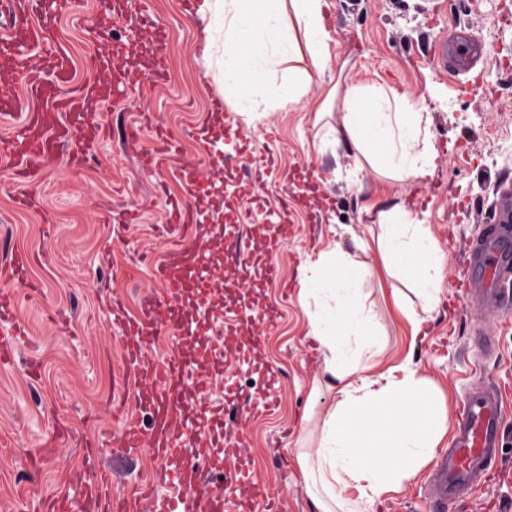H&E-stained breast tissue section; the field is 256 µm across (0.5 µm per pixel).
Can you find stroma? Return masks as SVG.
Wrapping results in <instances>:
<instances>
[{
	"label": "stroma",
	"instance_id": "stroma-1",
	"mask_svg": "<svg viewBox=\"0 0 512 512\" xmlns=\"http://www.w3.org/2000/svg\"><path fill=\"white\" fill-rule=\"evenodd\" d=\"M327 3L332 58L314 78L309 95L241 124L248 156L272 158L278 166L264 181L250 184L238 182L234 165L213 168L207 161L225 150L226 140L223 117L209 109L210 99L224 93L210 77L224 54V34L215 32L213 44H205L206 8L189 16L181 0H150L154 17L164 23L160 41L149 32L135 39L124 29H113L94 0H75L72 14L60 21L58 30L76 57L111 54L113 70L126 75V87L118 100L90 105L91 120L101 132L87 164L46 162L42 182L32 187L0 170V256L18 247L39 252L29 275L43 285L41 293L22 299L17 309L31 343L21 345L13 364L0 365V512H44L50 497L79 496L81 486L103 473L118 492L157 467L146 448L119 468L109 453L87 462L85 448L93 439L119 436L145 396L124 381L133 367L124 359L122 323L114 319L112 304L121 301L132 316L142 303L162 295L148 260L161 256L172 239L166 230L171 197L185 198L205 215L194 236L221 240L210 257L220 274L214 291L218 307L277 313L272 326L249 325L227 343L217 366L206 340L216 336L223 320L198 309L194 296L181 293L170 300L183 321L180 334L160 340L151 351L156 361L189 358L195 376L208 384L209 400L217 404L229 385L262 396L267 386L260 366L277 373L279 407L247 422L252 463L224 479L226 498L237 497L247 483L262 481L284 512H312L296 455L306 445V434H319L321 415L336 394L323 392L314 404L308 400L314 379L323 375V353L307 336L309 313L299 301L298 284L302 267L332 245L365 270L363 300L386 333L383 362L397 365L413 358L451 413L472 382L496 387L507 407L504 446L512 457V321L474 316L459 302L456 288L466 241L479 225L491 222L497 186L512 184V76L488 63L478 66L477 75L495 88V95L463 94L458 86L467 75H450L431 58L442 39L462 28L489 53L512 52V24L498 20L501 5L512 7V0H438L441 22L436 27L427 19L423 0ZM158 53L166 57L170 74L154 85L149 75ZM350 84L393 89L429 112L436 157L428 174L394 181L368 166L355 173L332 148L318 149L328 128L316 123L313 101L333 86ZM143 111L153 113L160 126L212 129L207 144L184 138L167 167L199 168L211 177L214 197L186 196L181 182L142 168L143 151L155 146L157 138L147 130L134 141L127 129ZM314 180L321 181L322 194L292 209L293 232L276 251L268 249L264 225L244 224L230 235L212 221L216 215L236 218L257 201L277 214L286 191L306 195ZM26 192L39 196L40 209L16 207V197ZM396 204L429 225L445 260L439 307L415 338L398 315L391 291L399 289L411 303L416 296L408 282L387 270L377 248L379 214ZM241 244L269 256L281 280L290 282L289 291L258 276L251 287H239L234 267ZM479 331L496 339V358L468 351ZM33 360L42 365L36 382L25 371ZM307 413L312 419L305 426L301 420ZM429 475L425 469L406 482L380 512H428ZM448 512H512V479L491 478L477 500L451 501Z\"/></svg>",
	"mask_w": 512,
	"mask_h": 512
}]
</instances>
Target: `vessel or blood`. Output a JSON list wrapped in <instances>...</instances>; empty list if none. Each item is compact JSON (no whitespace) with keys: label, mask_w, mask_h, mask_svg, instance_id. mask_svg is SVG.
Instances as JSON below:
<instances>
[{"label":"vessel or blood","mask_w":512,"mask_h":512,"mask_svg":"<svg viewBox=\"0 0 512 512\" xmlns=\"http://www.w3.org/2000/svg\"><path fill=\"white\" fill-rule=\"evenodd\" d=\"M128 7L113 12L111 0H99L103 14H116L126 26H133L147 0H127ZM71 9V0H0V60L9 65L0 78V122L8 124L9 135L0 141V168L23 183L40 179L42 160L64 157L72 164L86 161L88 139H73L70 125L87 122L90 102L112 97L113 89L100 80H77V64L66 44L55 37V22ZM475 46L464 32H456L453 43L442 45L438 56L467 61ZM190 195L207 193L209 177L192 167L177 172ZM194 213L182 203H172L169 231L178 235L163 257L153 261L152 272L166 291L127 318L124 342L129 362L134 363V382L148 388L145 399L152 411V422L142 426L128 420L114 445L135 449L149 447L161 463L156 472L158 484L174 488L175 496L159 503L157 512H226L222 493L203 489L205 475H217L231 467L245 466L250 440L238 429L233 446L215 452L218 436L227 422L249 420L250 400L226 398L221 409L209 408L203 395L205 381H193L186 358L144 363L146 352L159 336L167 334L174 317L165 297L181 290L194 291L200 305H207L215 282L208 272L205 254L208 243L188 242L184 234ZM34 255L27 249H14L0 261V364L13 362L19 342L26 334L14 316L16 297L6 288L16 281L28 293L40 292V283L28 276ZM512 281V188L504 189L497 201L494 223L484 225L470 241L460 286L464 304L479 302L482 311L507 320L512 318V303L502 290ZM504 407L500 394L491 388H474L461 400L452 445L431 475V512H442L449 499L466 493L478 496L480 478L488 463L501 456ZM193 444L206 457L205 465L186 462L184 447ZM84 501L111 504L116 512H132L131 500L114 496L108 481L83 488Z\"/></svg>","instance_id":"obj_1"}]
</instances>
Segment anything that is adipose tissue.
<instances>
[{
  "label": "adipose tissue",
  "instance_id": "adipose-tissue-1",
  "mask_svg": "<svg viewBox=\"0 0 512 512\" xmlns=\"http://www.w3.org/2000/svg\"><path fill=\"white\" fill-rule=\"evenodd\" d=\"M326 0H216L213 23L224 30V64L214 73L233 110L256 118L260 106L298 101L329 61ZM354 170L377 168L401 179L424 175L435 147L428 113L380 88L348 87L344 114L330 133ZM378 249L387 267L415 287L419 306L393 292L399 314L419 335L438 301L441 259L428 225L394 208L381 214ZM361 266L333 249L303 269L299 296L311 306L308 335L324 355L323 373L337 399L326 411L316 447L297 457L316 512H377L428 465L448 431L436 387L410 362L380 369L384 330L361 303Z\"/></svg>",
  "mask_w": 512,
  "mask_h": 512
}]
</instances>
